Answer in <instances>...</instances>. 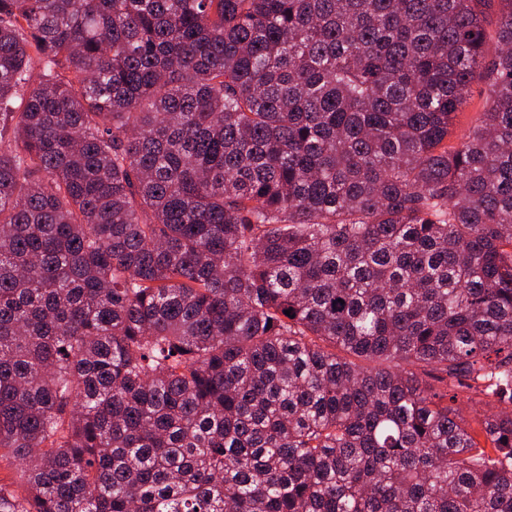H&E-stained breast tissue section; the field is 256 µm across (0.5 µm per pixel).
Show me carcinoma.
<instances>
[{"mask_svg": "<svg viewBox=\"0 0 512 512\" xmlns=\"http://www.w3.org/2000/svg\"><path fill=\"white\" fill-rule=\"evenodd\" d=\"M3 450L0 512H512V0H0ZM489 89L488 84L482 81L471 85L466 103L456 115L454 127L448 137V145L458 146L464 135L479 123L489 96Z\"/></svg>", "mask_w": 512, "mask_h": 512, "instance_id": "1", "label": "carcinoma"}]
</instances>
